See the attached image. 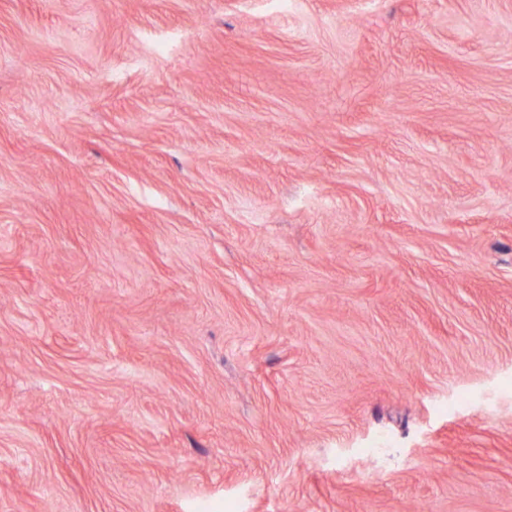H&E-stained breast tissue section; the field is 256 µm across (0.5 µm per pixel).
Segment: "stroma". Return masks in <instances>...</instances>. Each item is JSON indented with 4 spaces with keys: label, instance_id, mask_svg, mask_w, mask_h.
Segmentation results:
<instances>
[{
    "label": "stroma",
    "instance_id": "stroma-1",
    "mask_svg": "<svg viewBox=\"0 0 512 512\" xmlns=\"http://www.w3.org/2000/svg\"><path fill=\"white\" fill-rule=\"evenodd\" d=\"M0 512H512V0H0Z\"/></svg>",
    "mask_w": 512,
    "mask_h": 512
}]
</instances>
